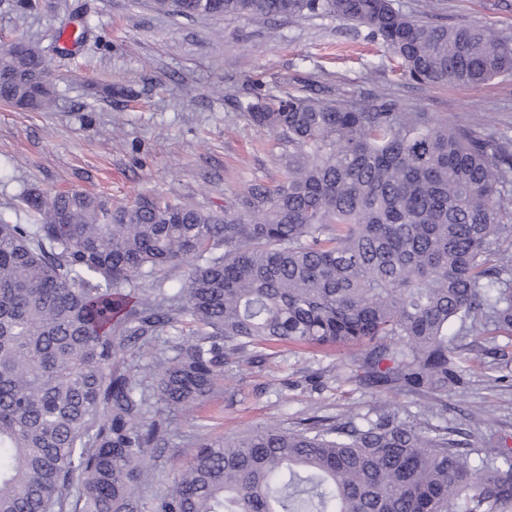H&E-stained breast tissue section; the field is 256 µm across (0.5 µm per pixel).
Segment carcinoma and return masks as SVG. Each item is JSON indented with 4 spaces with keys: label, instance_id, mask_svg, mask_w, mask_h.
<instances>
[{
    "label": "carcinoma",
    "instance_id": "carcinoma-1",
    "mask_svg": "<svg viewBox=\"0 0 512 512\" xmlns=\"http://www.w3.org/2000/svg\"><path fill=\"white\" fill-rule=\"evenodd\" d=\"M187 17H332L368 29L428 86L512 75V39L413 19L394 0H153ZM46 48L0 50V101L51 100ZM249 120L288 143L281 179L214 215L163 196L120 206L29 193L37 224L0 218V512H512V451L446 425L356 413L194 443L146 502L169 414L206 400L224 366L271 345L369 347L377 383L448 395V326L512 335V137L358 101L253 93ZM188 267L170 295L140 279ZM192 327L152 384L112 368L127 347Z\"/></svg>",
    "mask_w": 512,
    "mask_h": 512
}]
</instances>
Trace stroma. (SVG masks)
I'll return each mask as SVG.
<instances>
[{"instance_id":"stroma-1","label":"stroma","mask_w":512,"mask_h":512,"mask_svg":"<svg viewBox=\"0 0 512 512\" xmlns=\"http://www.w3.org/2000/svg\"><path fill=\"white\" fill-rule=\"evenodd\" d=\"M425 21L479 25L512 38V0H397ZM19 14L0 0V49L56 43L47 57L52 105L0 103V218L33 224L28 192L82 190L113 203L162 193L203 211L257 179L279 180L288 152L238 107L255 90L355 99L386 92L451 125L512 126V77L427 86L401 77L365 27L328 18H186L153 0H35ZM464 372L445 402L378 385L343 368L341 347L279 348L226 367L214 396L171 415L146 495L164 492L196 435L218 439L275 425L299 429L349 411L396 412L470 431L476 447L512 449V336H461Z\"/></svg>"}]
</instances>
